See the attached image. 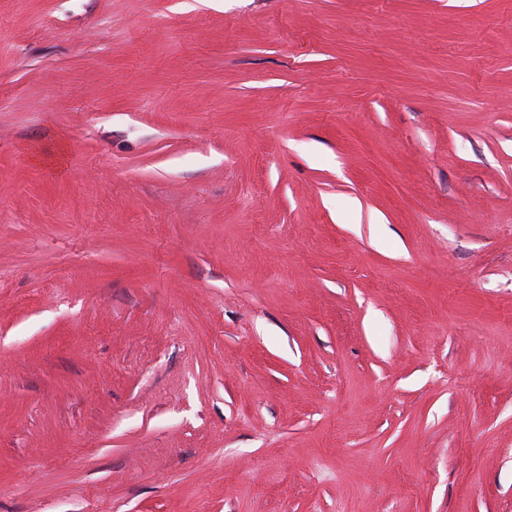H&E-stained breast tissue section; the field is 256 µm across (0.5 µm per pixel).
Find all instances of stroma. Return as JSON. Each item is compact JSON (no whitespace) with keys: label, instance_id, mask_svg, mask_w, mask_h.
Masks as SVG:
<instances>
[{"label":"stroma","instance_id":"35a3bbf8","mask_svg":"<svg viewBox=\"0 0 512 512\" xmlns=\"http://www.w3.org/2000/svg\"><path fill=\"white\" fill-rule=\"evenodd\" d=\"M0 512H512V0H0Z\"/></svg>","mask_w":512,"mask_h":512}]
</instances>
